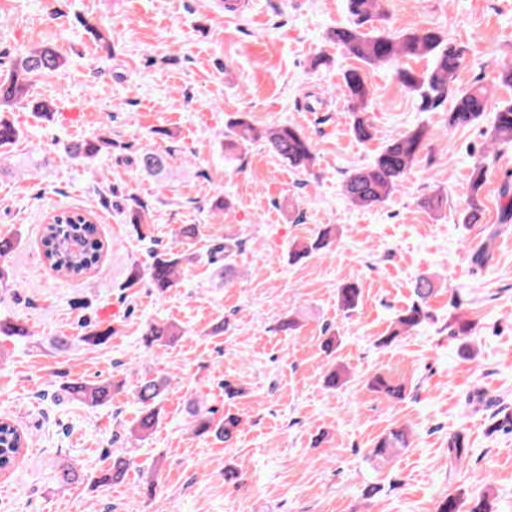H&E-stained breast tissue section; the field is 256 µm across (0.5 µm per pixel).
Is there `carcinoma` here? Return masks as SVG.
Returning a JSON list of instances; mask_svg holds the SVG:
<instances>
[{
    "instance_id": "obj_1",
    "label": "carcinoma",
    "mask_w": 512,
    "mask_h": 512,
    "mask_svg": "<svg viewBox=\"0 0 512 512\" xmlns=\"http://www.w3.org/2000/svg\"><path fill=\"white\" fill-rule=\"evenodd\" d=\"M352 17L350 24L330 33V40L343 47L351 56L367 67H380L402 59L426 58L430 66L423 71L401 67L395 76L399 84L420 99L425 111L435 110L451 102L448 109V126L465 127L480 122L488 104L499 87H512V61L500 65L498 82L494 86L473 84L460 87L456 84L462 61V50L453 46L448 37L435 29L410 30L392 33L378 27H365L368 22L385 18L384 0H346ZM67 65V59L53 46L34 43L21 50L6 75L0 78V147L12 145L20 137L19 128L5 118L19 101L30 95L35 80L45 74L56 72ZM342 92L350 102L352 112L351 132L360 141L373 138V124L368 115V97L371 95L364 71L348 69L342 75ZM491 144H512V99L500 101L491 127ZM426 130L415 125L391 139L374 160L349 174L343 180V194L356 206L380 205L403 185L407 171L424 148ZM262 141L276 156L298 169H309L314 161L309 138L292 125H279L258 130L245 116L236 115L227 122L224 149L233 155L238 147L254 141ZM112 141L104 137L79 140L71 146V153L89 159L97 156ZM169 155L148 150L135 160L140 171L150 176L164 178L169 168ZM485 165L474 166L471 182V198L461 212L462 223L476 224L481 220L483 208L479 192L484 182ZM128 224L133 231L141 232L146 223V204L134 200L127 213ZM336 233L330 229L320 232L307 244H294L289 249V260L297 262L314 251L328 255ZM43 256L52 271L68 278L86 274L96 265L104 251L98 225L92 218L78 211H63L46 224L40 239ZM245 242L237 237H224V274L235 271L236 258L243 251ZM187 256L164 249L154 251L152 263L142 268L135 262L130 265L123 284L125 288L137 287L147 279L150 287L162 294L177 285L181 264ZM434 292L432 282L423 277L414 286L415 300L400 312L387 335L378 340L381 347L390 346L399 336L420 327L429 318L427 304ZM340 307L352 313L359 305L361 287L356 281L341 284L337 291ZM180 329L171 323H151L143 332L142 342L150 347L156 342L169 340L179 335ZM113 330L96 324L80 340L90 346H102L112 338ZM30 336L28 327L11 319L0 320V337L24 339ZM124 386V382H90L70 380L62 383V390L72 400L100 406L112 400V393ZM167 382L163 379H141L133 391L139 404V417L130 430L137 439L148 437L159 423V408ZM194 431L207 434L215 440L229 443L240 431L242 419L235 414H226L216 420L208 414H193ZM408 447V435L403 429H392L380 437L370 450L372 458L387 462ZM27 448L26 439L17 434V428L7 419L0 418V465L8 470L16 464Z\"/></svg>"
}]
</instances>
